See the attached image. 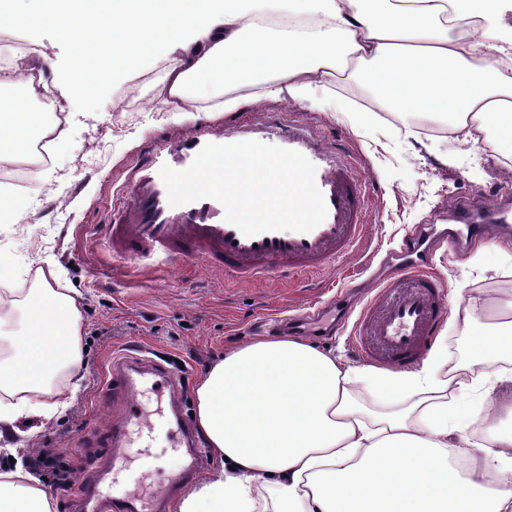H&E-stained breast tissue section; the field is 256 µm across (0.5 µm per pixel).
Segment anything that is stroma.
<instances>
[{
  "label": "stroma",
  "mask_w": 512,
  "mask_h": 512,
  "mask_svg": "<svg viewBox=\"0 0 512 512\" xmlns=\"http://www.w3.org/2000/svg\"><path fill=\"white\" fill-rule=\"evenodd\" d=\"M41 48L49 95L68 122L63 140L50 150L51 165L31 182L12 187L25 210L16 223L0 224V254L12 263L10 285L20 295L32 287L41 259L51 258L63 269L65 287L80 299L82 337L89 345L69 407L24 437L19 455L27 462L50 448L81 477L110 462L106 428L120 411L104 399L113 355L148 356L177 368L180 398L187 414H194L195 390L225 351L274 336L275 320L310 310L332 295L370 290V274L386 266L403 237L454 201L512 192V169L489 153L398 136L393 119L382 112L372 122H357L356 111L367 104L354 92L349 72L310 100L264 99L222 114L211 112L204 100L200 111L175 114L158 95L170 58L147 60L116 75L100 92L73 97L62 82L69 46L47 30ZM263 112L306 123L330 145L357 156L356 174L367 184L372 207L356 253L337 259L314 280L274 276L237 284L199 260L134 273L113 269L103 227L121 174L169 134ZM432 269L445 286L442 324L448 340L469 345L459 327L467 296H512V241L491 240L472 250L439 241Z\"/></svg>",
  "instance_id": "1"
}]
</instances>
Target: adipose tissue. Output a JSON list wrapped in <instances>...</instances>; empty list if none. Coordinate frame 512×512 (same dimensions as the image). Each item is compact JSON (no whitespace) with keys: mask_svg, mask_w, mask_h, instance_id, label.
<instances>
[{"mask_svg":"<svg viewBox=\"0 0 512 512\" xmlns=\"http://www.w3.org/2000/svg\"><path fill=\"white\" fill-rule=\"evenodd\" d=\"M512 0H0V27L68 43L71 95L111 83L143 60L174 55L160 92L168 111L201 98L221 112L260 98H310L346 62L418 136L420 116L450 121L472 148L490 134L512 162V76L501 68L512 32L495 30ZM49 92L28 55L0 67V159L61 126L29 102ZM81 308L54 263L24 300L0 296V430L48 422L69 404L50 386L82 363ZM476 365L512 359V298L468 297L461 317ZM474 382L440 347L395 373L351 364L309 341L259 338L225 353L197 389V423L220 468L176 512H512V405L486 443L459 444L469 425L461 398ZM400 410L373 416L358 393ZM53 394L46 404L44 394ZM0 512H55L22 464L0 470Z\"/></svg>","mask_w":512,"mask_h":512,"instance_id":"ef3b65f1","label":"adipose tissue"}]
</instances>
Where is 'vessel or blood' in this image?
Listing matches in <instances>:
<instances>
[{
	"mask_svg": "<svg viewBox=\"0 0 512 512\" xmlns=\"http://www.w3.org/2000/svg\"><path fill=\"white\" fill-rule=\"evenodd\" d=\"M258 141L293 150L316 168L315 182L326 203V217L307 232L270 231L244 235L224 218L217 200L201 198L171 206L159 171L162 166L188 168L207 144ZM355 163L329 146L308 125L271 112L231 126H213L172 134L161 140L150 157L130 167L111 208L106 242L113 264H168L184 258L207 262L243 283L273 274L307 275L326 270L336 258L355 251L370 208L364 181L354 177ZM451 236L461 248L485 243L496 231L512 233V202L487 206L459 201L451 205ZM375 294L362 303L351 331L358 354L391 369H409L428 349L446 313L442 285L429 266V249L420 235L408 236L399 253L398 273L376 283ZM160 390H176L177 372L164 364H141L137 357L113 359L108 371L109 398L125 409L107 429L112 457V491L95 492L90 512H161L163 504L197 473L195 464L168 478L160 488L130 489L125 474L132 461L124 450L152 432V421L138 411L141 375ZM171 447L191 448L200 456L199 439L176 400L168 402Z\"/></svg>",
	"mask_w": 512,
	"mask_h": 512,
	"instance_id": "obj_1",
	"label": "vessel or blood"
}]
</instances>
